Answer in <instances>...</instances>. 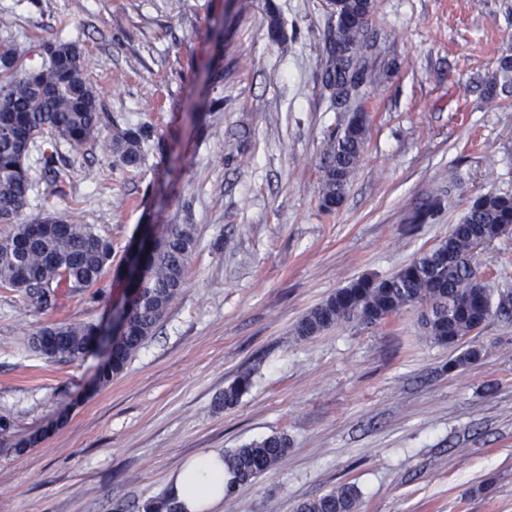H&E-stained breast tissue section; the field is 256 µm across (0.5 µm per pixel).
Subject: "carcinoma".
<instances>
[{"label": "carcinoma", "instance_id": "carcinoma-1", "mask_svg": "<svg viewBox=\"0 0 512 512\" xmlns=\"http://www.w3.org/2000/svg\"><path fill=\"white\" fill-rule=\"evenodd\" d=\"M343 20L336 22L326 46L327 59L321 84L331 107L349 111L347 85L368 88L378 82L374 43L367 38L366 22L373 0H339ZM37 68H26L13 42L0 39V288L25 298L40 313L58 309L61 299L82 292L90 303L98 301L95 287L112 266V242L93 224H74L46 215L27 217L33 187L31 156L52 175L57 191L60 169L67 159L60 148L89 142L120 167L132 171L141 165L143 148L154 135L148 123L121 127L110 124L100 112L99 93L86 74L81 49L73 42H46ZM368 116L351 113L339 131L329 133L326 161L321 170L320 208L334 211L343 201L350 177L361 162ZM512 226V196L487 192L476 196L448 237L418 253L393 275L378 279L362 276L336 290L297 322L295 334L307 338L332 327L358 321L380 323L404 309H426L420 326L433 343L459 346L492 315L491 291L476 280L472 249L478 239L490 241ZM142 266L129 281L127 307L115 319L111 350L96 376L95 387H104L124 371L130 359L155 334L171 304L185 286L196 247L192 224H151L143 230ZM100 326L55 323L36 332L50 336L35 352L53 361H73L91 347ZM481 351L469 347L449 362L466 368L477 362ZM251 385V373L238 376L218 398V406L232 407ZM13 422L0 417V452L21 453L39 441L12 440ZM284 435L253 441L224 454V469L242 485L274 467L288 452ZM358 489L340 485L303 501L297 512H357Z\"/></svg>", "mask_w": 512, "mask_h": 512}]
</instances>
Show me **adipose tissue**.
<instances>
[{
  "mask_svg": "<svg viewBox=\"0 0 512 512\" xmlns=\"http://www.w3.org/2000/svg\"><path fill=\"white\" fill-rule=\"evenodd\" d=\"M229 480L222 454L210 451L194 457L173 474L168 493L185 512H215L224 502V487Z\"/></svg>",
  "mask_w": 512,
  "mask_h": 512,
  "instance_id": "obj_1",
  "label": "adipose tissue"
}]
</instances>
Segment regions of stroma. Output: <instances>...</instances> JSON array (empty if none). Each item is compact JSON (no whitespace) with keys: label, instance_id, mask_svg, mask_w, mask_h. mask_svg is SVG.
<instances>
[{"label":"stroma","instance_id":"35a3bbf8","mask_svg":"<svg viewBox=\"0 0 512 512\" xmlns=\"http://www.w3.org/2000/svg\"><path fill=\"white\" fill-rule=\"evenodd\" d=\"M1 16L25 67L45 41L76 43L102 111L151 123L165 149L130 173L96 144L70 151L62 196L32 172L27 214L95 225L115 257L93 304L79 292L40 314L0 288V414L16 438L41 437L0 453V512H143L196 455L282 434L287 455L223 512H296L343 483L358 512H512V235L475 253L498 310L464 340L482 352L467 369L422 336L417 306L294 333L337 288L446 238L477 195L512 196V88L484 98L512 55V0H374L381 82L363 96V160L330 213L325 138L348 115L319 79L328 0H0ZM143 224L195 225L197 248L156 335L97 389L101 351L52 362L29 339L109 322ZM248 368L249 390L218 407Z\"/></svg>","mask_w":512,"mask_h":512}]
</instances>
